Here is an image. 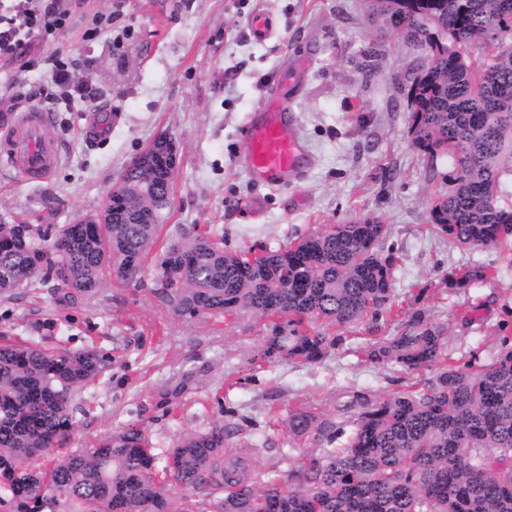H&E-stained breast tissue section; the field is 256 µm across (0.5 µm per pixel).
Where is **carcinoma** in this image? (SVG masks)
Segmentation results:
<instances>
[{"label":"carcinoma","mask_w":512,"mask_h":512,"mask_svg":"<svg viewBox=\"0 0 512 512\" xmlns=\"http://www.w3.org/2000/svg\"><path fill=\"white\" fill-rule=\"evenodd\" d=\"M371 22L382 17L364 72L386 52L387 35L426 56L405 89L414 146L453 158L448 192L431 202V233L462 248L512 243V209L500 206L512 178V0H366ZM469 45L468 59L456 47ZM167 149L138 154L112 208L89 224L57 229L0 221V293L41 278L57 303L91 299L107 277L135 280L162 229L172 181ZM384 225L373 219L334 224L254 258L224 249V236L184 235L167 243L162 273L182 271L161 294L183 317L243 314L270 320L257 352L263 361L314 364L343 337L318 323L344 327L393 313L397 257L384 252ZM494 276L486 267L448 274L465 288ZM444 328L421 309L396 336H379L365 355L405 372L433 371L408 390L381 397L353 392L357 417L319 419L310 410L288 418L295 437L322 448L279 482L260 469L224 459V423L176 436L157 453L141 430L126 428L95 446L53 460L74 427L75 393L110 358L95 348H47L29 340L0 342V512H512V338L499 339L488 363L456 367ZM224 492L215 500V493Z\"/></svg>","instance_id":"cac0c4a2"}]
</instances>
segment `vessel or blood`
Wrapping results in <instances>:
<instances>
[{"instance_id": "vessel-or-blood-1", "label": "vessel or blood", "mask_w": 512, "mask_h": 512, "mask_svg": "<svg viewBox=\"0 0 512 512\" xmlns=\"http://www.w3.org/2000/svg\"><path fill=\"white\" fill-rule=\"evenodd\" d=\"M46 125L43 110L29 109L0 134V159L36 182L47 181L60 160L55 141L45 132ZM244 142L247 168L271 189L299 180L311 164L303 150L296 115L279 91L252 114L244 128Z\"/></svg>"}]
</instances>
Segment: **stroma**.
<instances>
[{"label":"stroma","instance_id":"1","mask_svg":"<svg viewBox=\"0 0 512 512\" xmlns=\"http://www.w3.org/2000/svg\"><path fill=\"white\" fill-rule=\"evenodd\" d=\"M68 27L32 34L28 56L0 60V115L25 111L19 90L37 94L61 161L44 183L0 165V217L73 224L100 210L127 166L157 137L178 145L170 205L160 235L222 229L224 247L285 248L310 232L373 217L395 248L394 298L443 325L451 358L490 361L512 331V247L463 249L429 233L428 202L446 191L454 163L424 157L408 133L402 92L423 55L390 39L370 77L358 66L369 45L365 0H71ZM273 25L266 38L255 15ZM71 62L93 101L61 100L48 66ZM288 87L305 152L314 165L295 183L268 190L243 163L242 133L275 85ZM493 268L494 279L448 288L449 272ZM148 256L139 278L106 281L88 302L57 304L50 285L0 294V334L72 350L93 345L110 357L77 401L86 408L64 451L89 448L107 433L144 430L158 448L181 433L221 421L238 429L225 455L281 478L315 453L313 438L288 432V416L311 407L341 422L355 417L353 391L384 396L415 374L367 361L376 336L402 330L397 316L342 329L343 344L323 361H256L270 328L244 315L222 320L175 315L157 290Z\"/></svg>","mask_w":512,"mask_h":512}]
</instances>
